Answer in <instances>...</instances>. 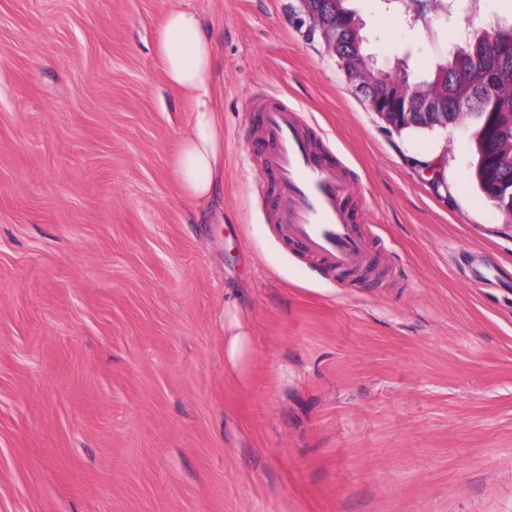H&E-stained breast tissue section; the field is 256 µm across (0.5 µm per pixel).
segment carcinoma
<instances>
[{"label": "carcinoma", "mask_w": 512, "mask_h": 512, "mask_svg": "<svg viewBox=\"0 0 512 512\" xmlns=\"http://www.w3.org/2000/svg\"><path fill=\"white\" fill-rule=\"evenodd\" d=\"M346 0H309L308 6L322 12L329 21L341 25L337 51L345 56H359L371 62L366 52L367 38L353 25L355 13L345 6ZM407 8L423 20L434 12L453 17L454 5L446 0H408ZM512 80V25L492 19L465 42L455 54L436 64L424 78L416 81L407 74L386 76L384 83L404 81L417 96L438 95L439 112L412 115L415 129L423 130L442 124L455 127L469 125V139L478 149L474 179L481 194H486L484 175L493 181L512 185V96L507 85Z\"/></svg>", "instance_id": "carcinoma-1"}]
</instances>
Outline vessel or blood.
Wrapping results in <instances>:
<instances>
[{
    "label": "vessel or blood",
    "mask_w": 512,
    "mask_h": 512,
    "mask_svg": "<svg viewBox=\"0 0 512 512\" xmlns=\"http://www.w3.org/2000/svg\"><path fill=\"white\" fill-rule=\"evenodd\" d=\"M252 116L262 187L275 199L273 223L322 269L350 283L364 280L376 243L360 226L362 209L345 167L317 146L310 125L278 95L263 96Z\"/></svg>",
    "instance_id": "obj_1"
}]
</instances>
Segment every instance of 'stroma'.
I'll return each mask as SVG.
<instances>
[{"label":"stroma","instance_id":"35a3bbf8","mask_svg":"<svg viewBox=\"0 0 512 512\" xmlns=\"http://www.w3.org/2000/svg\"><path fill=\"white\" fill-rule=\"evenodd\" d=\"M175 6L218 44L205 206L173 169L192 105L152 53ZM348 6L381 67L448 51L401 0ZM265 93L349 167L372 286L272 234ZM473 161L464 129H390L299 0H0V512H512V218ZM224 367L232 375L242 378L249 368L252 356V338L238 313L224 316Z\"/></svg>","mask_w":512,"mask_h":512}]
</instances>
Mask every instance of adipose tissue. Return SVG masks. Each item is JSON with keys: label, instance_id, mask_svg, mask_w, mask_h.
I'll list each match as a JSON object with an SVG mask.
<instances>
[{"label": "adipose tissue", "instance_id": "adipose-tissue-1", "mask_svg": "<svg viewBox=\"0 0 512 512\" xmlns=\"http://www.w3.org/2000/svg\"><path fill=\"white\" fill-rule=\"evenodd\" d=\"M154 50L167 84L193 104L190 127L176 149L178 181L186 198L210 201L224 181V128L215 107L217 42L196 13L175 8L159 26ZM224 332V367L243 377L252 356L249 330L231 312Z\"/></svg>", "mask_w": 512, "mask_h": 512}]
</instances>
